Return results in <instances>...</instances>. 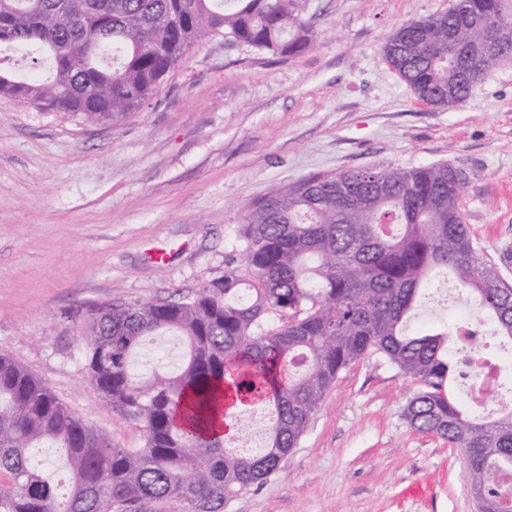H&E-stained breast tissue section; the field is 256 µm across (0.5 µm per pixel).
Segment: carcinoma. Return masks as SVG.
Here are the masks:
<instances>
[{"mask_svg": "<svg viewBox=\"0 0 512 512\" xmlns=\"http://www.w3.org/2000/svg\"><path fill=\"white\" fill-rule=\"evenodd\" d=\"M298 0H0V54L39 49L49 81L0 68V95L83 123L118 122L160 91L198 41L219 35L260 53L294 56L313 42ZM512 32V0H453L448 11L401 26L386 42L389 65L426 105L470 100L485 73L512 56L473 51L470 75L454 65L484 32ZM466 171L453 163L316 175L243 209L239 260L191 297L97 310L88 331L87 376L112 410L138 427L141 448H120L34 375L0 355V512H112L145 501L179 512H226L264 485L306 432L338 374L376 355L416 389L404 410L413 430L468 449L469 490L512 512L497 478L512 473V409L483 399L465 410L456 379L471 388L452 328L408 326L433 274L450 273L472 317L495 324L469 349L512 394V286L486 264L459 200ZM179 337L176 373L136 366L150 336ZM270 408L258 453L226 448L240 417ZM64 448L67 501L33 468L27 450Z\"/></svg>", "mask_w": 512, "mask_h": 512, "instance_id": "carcinoma-1", "label": "carcinoma"}]
</instances>
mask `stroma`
Instances as JSON below:
<instances>
[{"mask_svg":"<svg viewBox=\"0 0 512 512\" xmlns=\"http://www.w3.org/2000/svg\"><path fill=\"white\" fill-rule=\"evenodd\" d=\"M452 0H298L312 47L292 57L215 37L113 125L0 96V355L115 445L141 430L85 370L97 308L178 299L238 258L245 205L317 174L462 165L483 261L512 284V57L464 106L421 104L383 47ZM437 280L419 324L467 320ZM414 390L377 357L343 369L287 463L229 512H475L461 454L411 429Z\"/></svg>","mask_w":512,"mask_h":512,"instance_id":"35a3bbf8","label":"stroma"}]
</instances>
